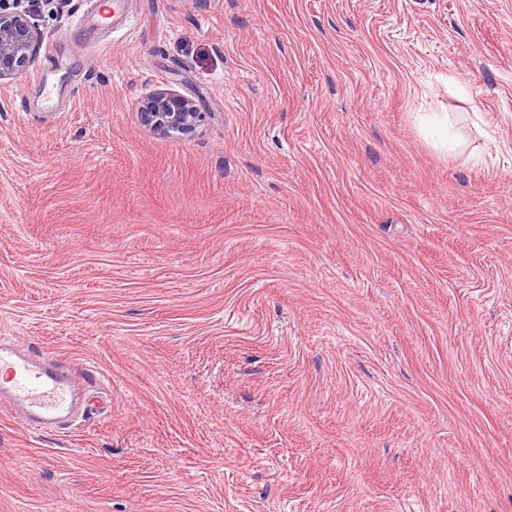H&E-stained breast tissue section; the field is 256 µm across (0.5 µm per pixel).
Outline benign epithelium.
I'll use <instances>...</instances> for the list:
<instances>
[{
	"label": "benign epithelium",
	"mask_w": 512,
	"mask_h": 512,
	"mask_svg": "<svg viewBox=\"0 0 512 512\" xmlns=\"http://www.w3.org/2000/svg\"><path fill=\"white\" fill-rule=\"evenodd\" d=\"M40 34L33 12L20 8L18 2L11 9L0 0V85L26 72ZM137 115L149 131L175 138L195 132L202 121V113L192 99L165 88L142 96Z\"/></svg>",
	"instance_id": "obj_1"
}]
</instances>
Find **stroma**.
Returning <instances> with one entry per match:
<instances>
[{"mask_svg": "<svg viewBox=\"0 0 512 512\" xmlns=\"http://www.w3.org/2000/svg\"><path fill=\"white\" fill-rule=\"evenodd\" d=\"M32 8L0 336L104 411L0 412V512H512V0ZM157 87L196 133L140 126Z\"/></svg>", "mask_w": 512, "mask_h": 512, "instance_id": "stroma-1", "label": "stroma"}]
</instances>
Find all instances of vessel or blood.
<instances>
[{"label": "vessel or blood", "instance_id": "b4317fda", "mask_svg": "<svg viewBox=\"0 0 512 512\" xmlns=\"http://www.w3.org/2000/svg\"><path fill=\"white\" fill-rule=\"evenodd\" d=\"M0 368L9 379L0 385V410L21 426L40 432L69 428L74 416L85 414L88 370L18 347L0 338Z\"/></svg>", "mask_w": 512, "mask_h": 512}]
</instances>
